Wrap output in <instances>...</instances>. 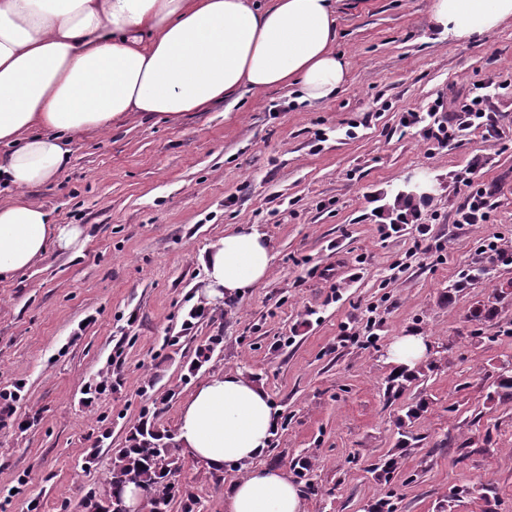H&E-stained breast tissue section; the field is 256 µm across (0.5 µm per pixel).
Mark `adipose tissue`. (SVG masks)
<instances>
[{
  "mask_svg": "<svg viewBox=\"0 0 512 512\" xmlns=\"http://www.w3.org/2000/svg\"><path fill=\"white\" fill-rule=\"evenodd\" d=\"M427 24L478 41L512 24V0H430ZM333 0H0V279L25 273L78 226L28 198L69 162L74 137L102 133L131 112L176 120L246 89L289 88L323 104L347 85ZM273 255L258 231L231 230L201 255L207 300L262 283ZM430 343L397 337L387 362L410 372ZM276 417L261 384L238 372L210 377L184 403L177 441L216 472L242 467L224 512H303L287 472L262 465Z\"/></svg>",
  "mask_w": 512,
  "mask_h": 512,
  "instance_id": "obj_1",
  "label": "adipose tissue"
}]
</instances>
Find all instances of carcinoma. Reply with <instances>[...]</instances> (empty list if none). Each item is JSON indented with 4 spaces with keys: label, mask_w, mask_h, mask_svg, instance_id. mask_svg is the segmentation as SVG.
Segmentation results:
<instances>
[{
    "label": "carcinoma",
    "mask_w": 512,
    "mask_h": 512,
    "mask_svg": "<svg viewBox=\"0 0 512 512\" xmlns=\"http://www.w3.org/2000/svg\"><path fill=\"white\" fill-rule=\"evenodd\" d=\"M412 189L398 192L393 210L417 213L421 200L411 195ZM512 295L503 287H495L487 299L478 304L471 318L491 322L499 314V306ZM489 399L501 403L512 401V368L500 367L492 384ZM182 459L177 443L170 434H160L143 424L129 436V445L119 449L107 478L108 489L101 497L87 494L80 503L82 512H114L125 488L133 485L144 492L147 512H170L171 504L180 501L183 512H194L198 496L194 487L181 479Z\"/></svg>",
    "instance_id": "obj_1"
}]
</instances>
